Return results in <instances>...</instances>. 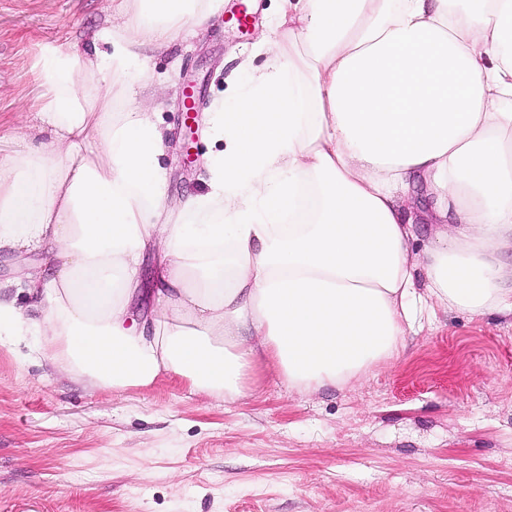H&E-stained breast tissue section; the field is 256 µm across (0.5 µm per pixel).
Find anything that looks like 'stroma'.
<instances>
[{"mask_svg":"<svg viewBox=\"0 0 512 512\" xmlns=\"http://www.w3.org/2000/svg\"><path fill=\"white\" fill-rule=\"evenodd\" d=\"M113 0H0V148L37 153L40 47L100 50ZM253 19L231 20L239 6ZM278 0H222L150 52L113 109L163 129L167 199L206 189L214 102L263 70ZM230 401L178 380L112 392L0 346V512H512V315L438 306L349 384L288 390L258 363Z\"/></svg>","mask_w":512,"mask_h":512,"instance_id":"1","label":"stroma"}]
</instances>
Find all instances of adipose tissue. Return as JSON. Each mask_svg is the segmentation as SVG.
Segmentation results:
<instances>
[{"mask_svg": "<svg viewBox=\"0 0 512 512\" xmlns=\"http://www.w3.org/2000/svg\"><path fill=\"white\" fill-rule=\"evenodd\" d=\"M115 2L107 52L41 50L45 151L0 155V254L51 263L25 283L29 313L0 298V341L102 389L174 376L234 400L261 359L289 388H336L396 357L435 306L512 315V0H281L266 68L210 117L207 192L166 224L163 135L113 100L145 83L144 47L221 0ZM415 176L448 227L421 258Z\"/></svg>", "mask_w": 512, "mask_h": 512, "instance_id": "adipose-tissue-1", "label": "adipose tissue"}]
</instances>
